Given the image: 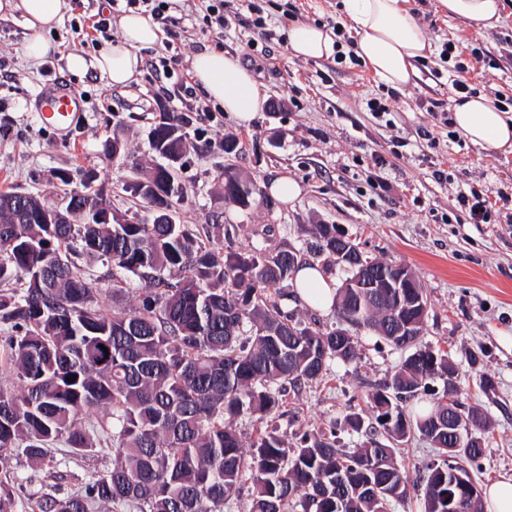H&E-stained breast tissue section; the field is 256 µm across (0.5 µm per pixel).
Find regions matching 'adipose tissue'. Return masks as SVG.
<instances>
[{
  "label": "adipose tissue",
  "mask_w": 512,
  "mask_h": 512,
  "mask_svg": "<svg viewBox=\"0 0 512 512\" xmlns=\"http://www.w3.org/2000/svg\"><path fill=\"white\" fill-rule=\"evenodd\" d=\"M67 8L66 0H0V18L21 17L28 32L24 53L38 60L54 51L47 34ZM436 8L488 29L499 23L503 5L501 0H436ZM343 12L357 34L354 53L375 81L398 90L412 84L416 64L430 52L431 43L409 0H343ZM119 27L120 38L98 55L68 54V70L75 74L97 70L115 87L135 81L142 66L139 51L157 42L158 27L134 12L122 15ZM287 41L292 55L306 60L329 58L338 50L333 31L320 25L289 26ZM191 74L208 98L230 113L238 125H250L260 111L264 95L238 56L219 48L205 49L193 57ZM451 118L473 145L485 150L512 149V115L500 111L489 97L461 95L453 103ZM294 287L309 308H331L332 282L319 265L303 264L295 275Z\"/></svg>",
  "instance_id": "adipose-tissue-1"
}]
</instances>
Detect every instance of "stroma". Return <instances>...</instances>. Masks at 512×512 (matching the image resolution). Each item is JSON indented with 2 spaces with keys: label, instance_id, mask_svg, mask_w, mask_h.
<instances>
[{
  "label": "stroma",
  "instance_id": "obj_1",
  "mask_svg": "<svg viewBox=\"0 0 512 512\" xmlns=\"http://www.w3.org/2000/svg\"><path fill=\"white\" fill-rule=\"evenodd\" d=\"M69 10L57 26L59 50L38 62L24 55L27 36L21 20H0V192L22 188L33 194L53 191L60 168L95 169L119 210H139L142 203L123 186L136 172L122 160L103 155L114 122L128 127L127 152L147 167L158 163L148 143L156 115L180 111L162 93L154 64L167 63L173 81L190 74L198 52L221 47L239 55L254 73L266 103L249 126L238 125L220 108L210 107L202 91L191 104L198 133L182 172L185 198L176 210L190 230L214 219L237 225L234 248L306 249L317 224H333L356 244L364 257L407 266L421 282L428 316L421 340L444 350L455 365L468 406L487 412L492 427L483 457L469 472L479 488L512 476V208L495 206L486 224H472L457 194L473 184L512 197V152L484 150L456 140L452 125L434 117L428 106L450 110L458 93L452 87L453 65L440 53L447 42L480 48L485 60L469 77L476 93L503 102L512 113V0H503L501 20L491 29L439 12L435 0H411L431 41V53L418 62L413 85L398 92L378 85L362 62L335 58L303 60L287 48L293 20L291 4L301 6V22H343L341 0H224L223 30L207 28L198 0H178L171 38H160L142 53L137 81L112 87L97 71L76 75L65 56H93L120 36L110 24L106 36H76L88 25L102 0H68ZM263 17L271 39L253 21ZM60 84L85 98V118L70 143L33 118L36 94ZM386 112H373L368 100ZM240 142L239 154L225 157L218 145L225 136ZM266 187L279 176L294 180L300 194L292 201L256 202L249 210L225 202L220 178L225 166ZM355 361L332 360L322 380L286 395L272 419L286 437L297 431L319 434L350 412L365 411L371 386L391 379L406 353L370 332L360 333ZM479 364H471V355ZM110 452L73 455L64 444L50 445L40 460L11 457L0 466V478L16 475L15 512H40L38 493L55 487L79 491L85 477L110 466Z\"/></svg>",
  "mask_w": 512,
  "mask_h": 512
}]
</instances>
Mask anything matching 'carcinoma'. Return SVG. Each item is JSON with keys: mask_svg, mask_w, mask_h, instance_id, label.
<instances>
[{"mask_svg": "<svg viewBox=\"0 0 512 512\" xmlns=\"http://www.w3.org/2000/svg\"><path fill=\"white\" fill-rule=\"evenodd\" d=\"M185 117L160 113L151 133L161 137L149 141L161 159L181 158L180 170L192 145ZM125 146L118 126L105 156ZM163 172L157 164L139 177L146 216L115 210L110 224L85 223L104 188L85 181L83 171L60 179V197L72 208L66 224L35 220L44 196L0 193V367L20 385L17 392L0 385V462L15 454L39 460L59 441L74 453L97 446L113 453L111 467L90 474L78 493L44 494L42 512L129 502L138 512H224L246 478L249 512H390L411 488L424 512H482L481 492L468 496L448 462L472 481L468 465L483 455L491 420L462 402L448 354L420 344L428 315L423 288L400 295L379 288L367 301L364 289L339 287L341 326H310L269 293L294 279L299 252L224 250L176 218L155 223L152 187L164 182ZM245 187L238 175H225L224 199L250 208L256 196L241 200ZM315 237L314 258L352 279L358 265L336 257V225H317ZM89 259L106 268L101 277L87 275ZM104 284L114 292L135 289V305L101 307L96 296ZM395 312L415 324L414 335H394ZM361 331L410 350L390 382L366 395L375 424L366 427L360 413H349L328 435L299 434L294 448L268 426L244 453L226 419L268 418L286 388L298 391L320 378L332 359L353 361ZM431 383L441 386L436 406L407 413ZM96 408L107 417L85 426L82 415ZM461 417L471 437L459 444L448 431ZM338 429L362 431L365 441L353 451L338 448ZM416 433L435 444L438 458L411 487L395 454Z\"/></svg>", "mask_w": 512, "mask_h": 512, "instance_id": "carcinoma-1", "label": "carcinoma"}]
</instances>
